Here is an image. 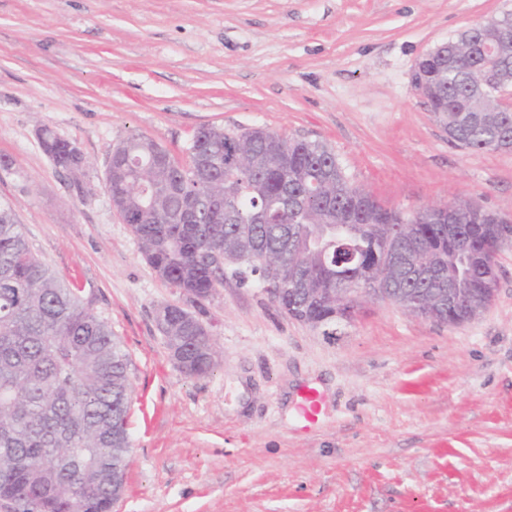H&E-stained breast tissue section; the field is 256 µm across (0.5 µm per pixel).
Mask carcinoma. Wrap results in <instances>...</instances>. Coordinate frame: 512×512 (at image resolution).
Here are the masks:
<instances>
[{
	"mask_svg": "<svg viewBox=\"0 0 512 512\" xmlns=\"http://www.w3.org/2000/svg\"><path fill=\"white\" fill-rule=\"evenodd\" d=\"M492 19L433 48L422 60L428 104L454 142L501 151L512 141V40L485 57L470 45L493 37ZM496 72V86L478 81ZM41 144L71 172L77 145L45 127ZM177 161L154 140L133 135L112 150L110 190L150 266L190 306L157 312L181 372L204 377L215 365L204 302L224 279L259 287L284 271L273 301L288 316L332 332L352 318L331 293L343 281L366 285L385 270L383 293L448 322L437 305L453 281L485 295L497 282L494 256L506 246L501 220L468 200L452 204L467 249L448 240L440 208L411 214L355 186L319 141L264 129H198ZM130 359L78 289L30 250L8 207L0 206V501L35 512H112L125 489L131 450L127 420L134 387Z\"/></svg>",
	"mask_w": 512,
	"mask_h": 512,
	"instance_id": "1",
	"label": "carcinoma"
}]
</instances>
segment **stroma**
<instances>
[{"instance_id": "1", "label": "stroma", "mask_w": 512, "mask_h": 512, "mask_svg": "<svg viewBox=\"0 0 512 512\" xmlns=\"http://www.w3.org/2000/svg\"><path fill=\"white\" fill-rule=\"evenodd\" d=\"M508 12L512 0H0V203L131 359L112 512H512V247L492 304L456 326L375 299L327 337L255 281L226 279L205 304L217 364L190 378L155 319L186 298L106 189L129 136L182 161L200 127L264 128L326 142L395 209L469 198L512 225V151L455 144L414 86L424 54ZM45 127L76 143L82 172L55 167Z\"/></svg>"}]
</instances>
